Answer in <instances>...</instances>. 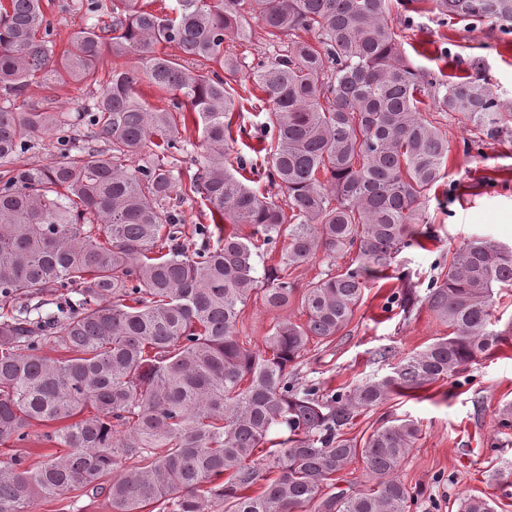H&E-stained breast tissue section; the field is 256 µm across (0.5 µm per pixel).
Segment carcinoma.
<instances>
[{
	"label": "carcinoma",
	"instance_id": "cac0c4a2",
	"mask_svg": "<svg viewBox=\"0 0 512 512\" xmlns=\"http://www.w3.org/2000/svg\"><path fill=\"white\" fill-rule=\"evenodd\" d=\"M177 2L170 17L150 0H90L92 23L56 57L42 0H0V445L57 446L33 468L22 456L0 466V512L72 491L103 498L109 512H408L396 472L418 424L394 418L360 440L345 429L512 339L492 329L494 289L512 287V248L473 238L424 299L398 295L406 312L424 302L448 334L390 374L330 395L298 386L291 368L347 327L369 275L413 245L422 200L445 178L448 140L419 109L426 87L392 0ZM433 2L444 19L493 18L512 32V0ZM248 15L288 43L251 68L270 140L260 159L237 156L233 167L240 64L224 54V35L245 36ZM129 55L136 65L116 64ZM106 56L115 64L103 78ZM38 78L101 92L85 112H57L50 97L26 96ZM142 81L182 100L151 108ZM432 88L433 111L458 112L489 136L503 128L484 79ZM190 123L196 143L183 136ZM80 125L89 138L61 160L18 164L41 135ZM190 146L201 155L184 170L175 155ZM261 180L281 197L255 188ZM195 198L218 236L206 224L181 230V204ZM279 243V263L258 276ZM352 250L345 269L304 288V321H277L261 351L244 346L253 293L286 308L288 270ZM49 301L57 313H43ZM48 344L59 355L42 353ZM358 460L373 485L331 490ZM458 512H495L494 501L467 494Z\"/></svg>",
	"mask_w": 512,
	"mask_h": 512
}]
</instances>
